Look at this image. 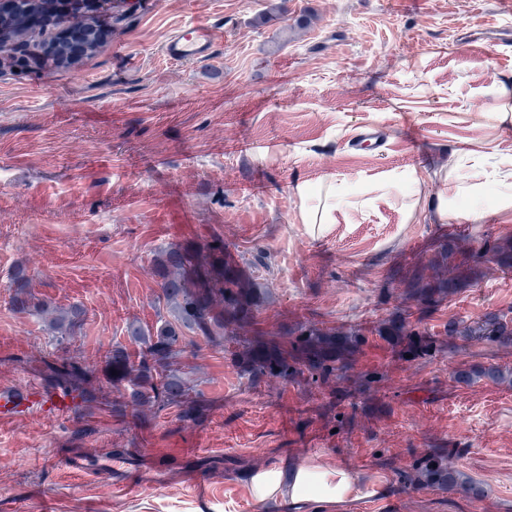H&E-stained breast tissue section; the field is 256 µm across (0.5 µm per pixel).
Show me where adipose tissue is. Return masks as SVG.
<instances>
[{
  "label": "adipose tissue",
  "mask_w": 512,
  "mask_h": 512,
  "mask_svg": "<svg viewBox=\"0 0 512 512\" xmlns=\"http://www.w3.org/2000/svg\"><path fill=\"white\" fill-rule=\"evenodd\" d=\"M491 197V213L512 210V184L504 181L492 182L485 175L480 161H473L469 170L458 176L450 193L446 217L448 221H475L480 212L468 209L472 200ZM354 476L344 468L327 469L320 465L298 468L292 484V499L313 505L343 504L362 498Z\"/></svg>",
  "instance_id": "ef3b65f1"
}]
</instances>
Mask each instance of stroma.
I'll use <instances>...</instances> for the list:
<instances>
[{"instance_id": "1", "label": "stroma", "mask_w": 512, "mask_h": 512, "mask_svg": "<svg viewBox=\"0 0 512 512\" xmlns=\"http://www.w3.org/2000/svg\"><path fill=\"white\" fill-rule=\"evenodd\" d=\"M190 20L222 31L210 63L164 56ZM66 25L103 36L68 63L0 51V387L41 384L50 357L98 371L112 346L137 352L125 327L158 318L153 254L215 235L264 291L255 334L358 332L355 369L380 379L337 406L243 376L238 337L188 335L174 366L201 419L172 406L142 426V407L100 378L89 412L30 409L0 423V512H294L291 473L308 463L389 490L324 512H512V382L456 380L512 372V345L400 361L378 335L401 315L441 341L449 320L512 317V270L477 253L512 240V210L443 214L471 158L512 178V123L487 114L512 103V0H83ZM366 125L383 147L352 149ZM458 244L466 286L428 311L405 300L399 278ZM19 267L37 296L84 307L66 346L12 308ZM438 448L482 497L405 487ZM66 451L110 456L111 477L71 470ZM268 470L279 484L261 501Z\"/></svg>"}]
</instances>
